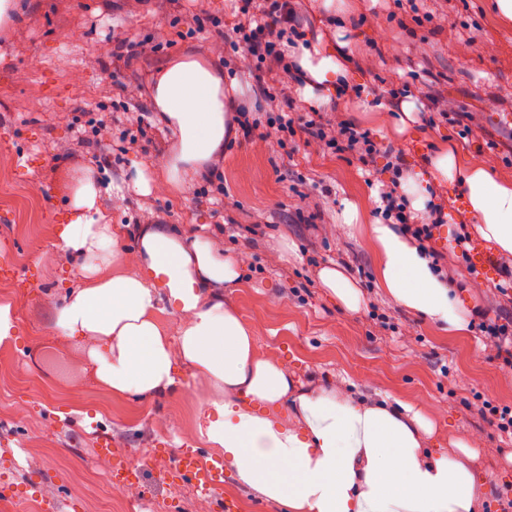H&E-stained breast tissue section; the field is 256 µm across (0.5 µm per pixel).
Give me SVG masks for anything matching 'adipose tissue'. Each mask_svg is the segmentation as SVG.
<instances>
[{
    "instance_id": "obj_1",
    "label": "adipose tissue",
    "mask_w": 512,
    "mask_h": 512,
    "mask_svg": "<svg viewBox=\"0 0 512 512\" xmlns=\"http://www.w3.org/2000/svg\"><path fill=\"white\" fill-rule=\"evenodd\" d=\"M345 46H299L306 100L315 89L354 81ZM152 102L159 120L178 133L163 182L184 192L186 173L224 148L222 69L191 54L175 57L157 71ZM441 187L476 216L484 242L512 254L511 181L443 139L401 184L417 211ZM101 193L92 174L78 178L70 220L58 228L60 245L75 254L80 286L58 301L55 319L83 349L100 387L116 396L173 394L184 385L181 368L191 369L208 387L200 436L223 452L238 484L284 512H481L467 442L429 447L435 422L400 400L369 404L333 385L297 383L283 364L257 354L252 329L224 303L220 290L239 283L241 257L215 249L208 238L160 227L144 230L139 246L121 253L128 227L109 223ZM368 237L378 285L395 304L448 334L468 331L452 288L395 225L375 221ZM319 276L342 308L361 310V287L339 267H324ZM163 300L182 321L178 336L159 323Z\"/></svg>"
}]
</instances>
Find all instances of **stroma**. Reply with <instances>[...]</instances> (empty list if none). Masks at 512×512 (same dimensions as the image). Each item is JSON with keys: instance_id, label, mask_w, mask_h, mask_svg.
<instances>
[{"instance_id": "35a3bbf8", "label": "stroma", "mask_w": 512, "mask_h": 512, "mask_svg": "<svg viewBox=\"0 0 512 512\" xmlns=\"http://www.w3.org/2000/svg\"><path fill=\"white\" fill-rule=\"evenodd\" d=\"M19 21L0 23V304H10L16 338L0 342V512H39L42 501H65L64 512H215L171 472V448H195L204 386L187 378L178 393L115 397L100 389L91 367L54 328L48 292L77 288L73 255L56 246L66 221L71 176L91 165L87 153L69 156L71 121L83 112H123L129 99L151 107V76L170 57L195 52L228 57L232 49L211 30L179 36L173 25L182 8L167 0H21ZM429 21H411L410 0H345L346 21L310 0V42L344 33L356 61L358 99L326 104L404 153L410 170L421 167L431 143L454 137L493 175L512 180V23L494 19L486 0H421ZM154 40L163 52L122 63L118 76L101 70L124 42ZM126 91H119V84ZM412 98L434 90L449 106L472 113L468 137L437 117L413 137L396 136L384 120L390 90ZM146 150L113 156L111 181L101 206L112 223L127 224L133 248L142 202L152 196L166 220L185 236L210 238L228 254L244 256L238 287L224 291L255 333L262 356L284 363L304 385H336L360 399L397 398L438 422L436 447L472 438L483 512H498L497 492L512 484V445L474 407L477 398L512 404V372L477 329L461 336L439 331L420 315L383 297L386 326L370 307L352 313L338 306L317 277L327 265L342 267L361 288L376 287V255L365 229L375 220L377 187L355 155L299 143L293 154L264 141L236 139L224 147L228 197L216 214L200 183L173 196L139 192V177L154 178L160 160L174 152V129L151 118ZM347 200L358 202V224H343ZM235 225L234 235L222 224ZM294 291L282 293V283ZM174 419L163 431L157 423ZM111 446L102 450L99 439ZM43 456L28 469L25 457ZM130 463L142 487L140 506L109 498L96 461ZM82 496H71V485Z\"/></svg>"}]
</instances>
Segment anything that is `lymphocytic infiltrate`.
<instances>
[{
  "instance_id": "1",
  "label": "lymphocytic infiltrate",
  "mask_w": 512,
  "mask_h": 512,
  "mask_svg": "<svg viewBox=\"0 0 512 512\" xmlns=\"http://www.w3.org/2000/svg\"><path fill=\"white\" fill-rule=\"evenodd\" d=\"M229 17L214 16L212 26L231 45L243 48L252 61V77L256 89L266 99L260 112L233 113L230 124L244 137H256L278 148H286L289 139L299 135L312 137L331 153H354L365 171L383 168L386 177L378 191L376 213L383 223L397 225L411 246L428 257L436 275L446 285H454L450 259L469 260L475 242L468 228H461L455 237L451 254L434 246L437 230L448 222V202L443 197L431 199L424 210H412L401 190V180L408 169L401 154L391 153L387 145L356 124L336 119L329 113L309 106L304 115L288 116L287 106L293 105L304 84L294 51L305 31L299 17L305 10L304 0H234ZM78 146L91 149L99 169L112 166V115L108 112L81 119L74 117ZM498 267L505 277L497 288L498 307L480 312L478 330L483 344L496 348L504 365L512 369V254L500 257Z\"/></svg>"
}]
</instances>
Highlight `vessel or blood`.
<instances>
[{"label": "vessel or blood", "instance_id": "obj_1", "mask_svg": "<svg viewBox=\"0 0 512 512\" xmlns=\"http://www.w3.org/2000/svg\"><path fill=\"white\" fill-rule=\"evenodd\" d=\"M175 471L190 477L195 489L209 495L217 504L219 512H238L236 500L224 495V462L207 458L200 449L180 448L173 462Z\"/></svg>", "mask_w": 512, "mask_h": 512}]
</instances>
